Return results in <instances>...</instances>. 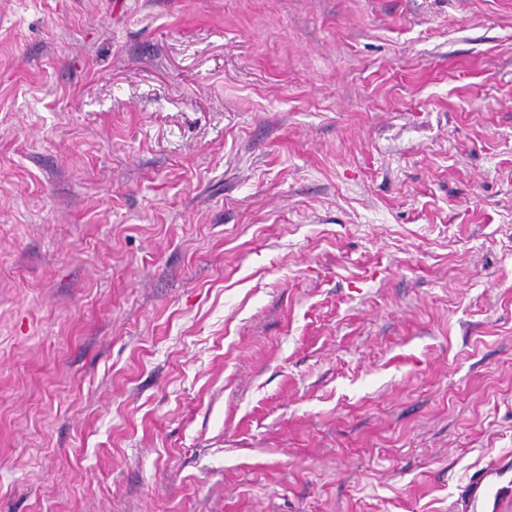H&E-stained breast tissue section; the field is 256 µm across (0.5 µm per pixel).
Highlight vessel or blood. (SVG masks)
I'll return each instance as SVG.
<instances>
[{"label":"vessel or blood","mask_w":512,"mask_h":512,"mask_svg":"<svg viewBox=\"0 0 512 512\" xmlns=\"http://www.w3.org/2000/svg\"><path fill=\"white\" fill-rule=\"evenodd\" d=\"M511 500L512 465L497 460L472 473L460 498V512H501Z\"/></svg>","instance_id":"1"}]
</instances>
